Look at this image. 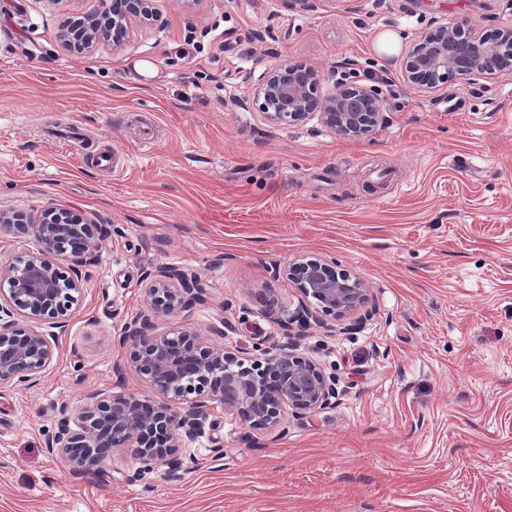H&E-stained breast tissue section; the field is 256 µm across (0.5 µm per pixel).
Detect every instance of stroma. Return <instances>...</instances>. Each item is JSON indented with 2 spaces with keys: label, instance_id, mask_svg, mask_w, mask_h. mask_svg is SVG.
<instances>
[{
  "label": "stroma",
  "instance_id": "obj_1",
  "mask_svg": "<svg viewBox=\"0 0 512 512\" xmlns=\"http://www.w3.org/2000/svg\"><path fill=\"white\" fill-rule=\"evenodd\" d=\"M92 8L0 0V210L123 229L46 377L0 385V512H512V76L429 94L399 65L436 26L512 24V0H167L120 49L65 50L61 23ZM285 62L329 86L379 75L385 123L360 140L314 118L268 125L245 102ZM300 255L370 291L361 328L297 341L335 377L334 405L269 434L224 417L178 481L162 464L129 481L125 448L80 479L47 454L62 402L154 398L117 373L112 342L144 306V270L191 268L204 292L159 331L221 326L250 350L281 333L260 300L271 267ZM274 285L296 310L297 289Z\"/></svg>",
  "mask_w": 512,
  "mask_h": 512
}]
</instances>
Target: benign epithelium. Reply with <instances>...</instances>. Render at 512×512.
Segmentation results:
<instances>
[{"label": "benign epithelium", "instance_id": "1", "mask_svg": "<svg viewBox=\"0 0 512 512\" xmlns=\"http://www.w3.org/2000/svg\"><path fill=\"white\" fill-rule=\"evenodd\" d=\"M162 0H97L85 16L67 21L61 43L81 51L99 44L123 46L129 24L150 25L161 17ZM403 78L424 93H437L451 81L512 76V25L488 35L476 25H439L419 36L402 63ZM318 71L303 64L268 68L254 88L252 104L272 125L317 117L343 139L372 134L384 123V105L374 89L341 79L322 90ZM31 233L37 251L19 255L0 268V384L30 387L53 362L57 336L24 325L45 321L65 332L90 280L100 243L120 237L115 224H96L67 208L52 206L29 219L0 212V236ZM69 260L63 269L58 257ZM272 279L285 280L321 311L337 321L363 324L370 313L364 282L338 268L334 259L303 256L276 266ZM145 307L126 323L118 337L134 372L159 395L151 400L134 390L92 391L80 403H61L47 452L60 458L72 478H81L119 448H129L140 481L161 463L177 481L196 464L189 452L218 424L219 411L254 431L282 427L288 415H307L332 405L336 379L315 360L300 356L288 337L302 330L312 314L303 308L288 316L275 306V289H264L270 314L285 330L286 340L271 339L259 353L229 349L197 332L156 331V320L192 310L204 301L198 276L188 268L163 265L143 273Z\"/></svg>", "mask_w": 512, "mask_h": 512}]
</instances>
